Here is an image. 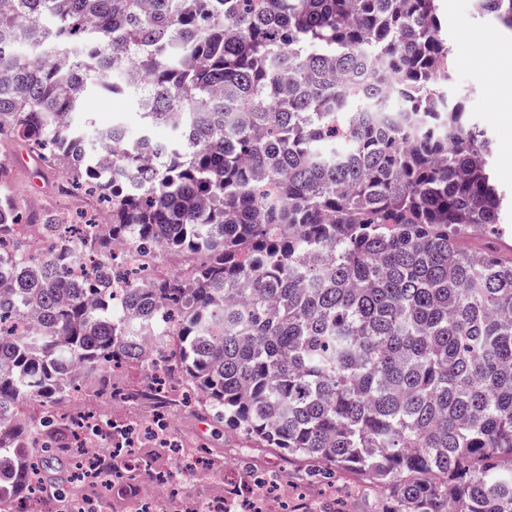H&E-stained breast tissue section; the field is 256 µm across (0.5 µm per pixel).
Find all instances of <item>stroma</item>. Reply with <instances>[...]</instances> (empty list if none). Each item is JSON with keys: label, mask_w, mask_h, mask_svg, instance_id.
<instances>
[{"label": "stroma", "mask_w": 512, "mask_h": 512, "mask_svg": "<svg viewBox=\"0 0 512 512\" xmlns=\"http://www.w3.org/2000/svg\"><path fill=\"white\" fill-rule=\"evenodd\" d=\"M438 15L453 55V95L465 101L472 122L486 131L493 154L494 177L504 192L510 193L512 122L504 119L502 104L492 91V83L503 60H512V42L490 51L469 42V35L483 36L495 29L491 16L474 12L472 0H438ZM87 120L108 127L120 123L130 131H137L141 119L135 94L114 99L91 91L80 111L73 116L77 124ZM1 159L10 162L12 179L28 216L37 219L50 214L67 222L97 217L100 207L94 198L80 190L59 193L61 178L54 175L42 178L37 164L22 147H0ZM196 399L194 387L180 382L177 395L169 401V409L176 415L172 425L173 447L164 448L152 439H144L130 456L134 466L147 469L166 465L169 459L179 458V444L189 442L207 448L213 459L228 461L233 473L240 476H251L265 462L275 461L290 487L289 512H299L301 503L306 500L320 504L335 501L338 512H382L385 494L378 483L358 472L345 470L337 471L335 478L324 479L316 473L317 463L286 455L261 441H247L237 429L195 409ZM81 405L85 410H101L118 420L131 411L147 418L153 410L148 402H121L106 386L87 392Z\"/></svg>", "instance_id": "35a3bbf8"}]
</instances>
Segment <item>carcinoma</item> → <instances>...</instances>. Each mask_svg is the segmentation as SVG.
I'll return each mask as SVG.
<instances>
[{"instance_id": "cac0c4a2", "label": "carcinoma", "mask_w": 512, "mask_h": 512, "mask_svg": "<svg viewBox=\"0 0 512 512\" xmlns=\"http://www.w3.org/2000/svg\"><path fill=\"white\" fill-rule=\"evenodd\" d=\"M512 32V0H473ZM436 0H0V143L108 204L29 227L0 163V472L76 512L104 370L177 338L200 405L290 456L360 472L385 512H512V258L460 241L508 199L448 101ZM137 91L142 131L72 123ZM175 132L158 143L149 129ZM119 243L197 259L124 267ZM509 458V467L502 465ZM176 260V263L172 262ZM193 264V257L189 255H175L170 253H162L158 255L156 263L152 268L156 274L168 275L172 271L177 270L179 273H186Z\"/></svg>"}]
</instances>
